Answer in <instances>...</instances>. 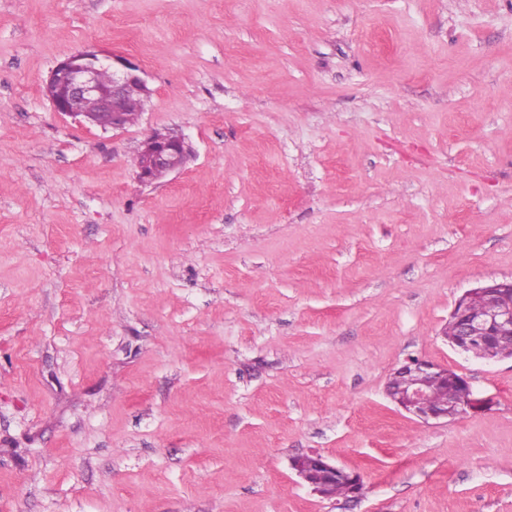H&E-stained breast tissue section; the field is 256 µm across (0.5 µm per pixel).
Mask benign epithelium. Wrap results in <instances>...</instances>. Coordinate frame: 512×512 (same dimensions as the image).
I'll use <instances>...</instances> for the list:
<instances>
[{
	"instance_id": "1",
	"label": "benign epithelium",
	"mask_w": 512,
	"mask_h": 512,
	"mask_svg": "<svg viewBox=\"0 0 512 512\" xmlns=\"http://www.w3.org/2000/svg\"><path fill=\"white\" fill-rule=\"evenodd\" d=\"M46 91L54 111L103 130L125 126V102L129 95L143 99L150 95L135 65L121 57H101L90 50L58 64L49 76ZM185 155L184 141L180 137L155 141L145 168L139 170L140 180L153 182L179 170ZM510 293L512 281H492L471 289L459 299L450 315L453 334L445 331L443 336L461 352L477 344L481 348L480 358L486 361L503 358L499 348L505 337L512 334V304L505 303ZM425 378H442L449 382L448 399L431 404L428 387L423 382ZM385 392L398 408L424 421L453 419L481 403L473 397L466 378L420 358H411L395 370L386 383ZM291 466L297 476L318 493L321 486L314 479L316 474L343 480L356 477L355 472L337 467L320 454L298 456Z\"/></svg>"
}]
</instances>
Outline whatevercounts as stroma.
I'll use <instances>...</instances> for the list:
<instances>
[{
  "instance_id": "stroma-1",
  "label": "stroma",
  "mask_w": 512,
  "mask_h": 512,
  "mask_svg": "<svg viewBox=\"0 0 512 512\" xmlns=\"http://www.w3.org/2000/svg\"><path fill=\"white\" fill-rule=\"evenodd\" d=\"M84 50L135 123L54 112ZM510 279L512 0H0V512H512V358L442 336ZM412 357L482 407L398 409ZM138 68L126 59L113 55L100 57L95 51L79 52L58 64L46 84L49 101L55 112L100 127L121 129L137 120L142 101L130 94L148 98L150 89L137 73ZM106 74L107 79L102 76ZM95 100L93 111L85 109ZM125 114V123H124ZM185 155L184 141L180 137L155 141L145 168L139 170L140 180L153 182L179 170L184 163ZM291 466L299 478L312 486L313 490L320 494V483L314 479L313 475L317 474L318 476L332 479L337 478L336 480L326 481L324 484V494L329 497L348 496L352 492V488L348 483L339 479L354 480L357 475L353 471H346L343 468L337 467L320 454L295 457L291 462ZM360 493L354 491L352 496L355 497Z\"/></svg>"
}]
</instances>
